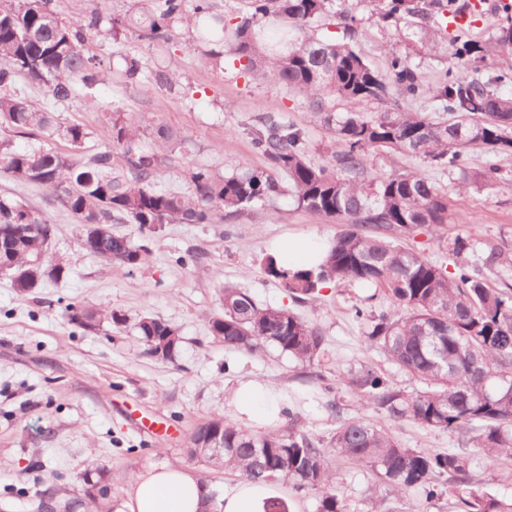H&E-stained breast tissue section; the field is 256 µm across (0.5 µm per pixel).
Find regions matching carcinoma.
<instances>
[{"instance_id": "1", "label": "carcinoma", "mask_w": 512, "mask_h": 512, "mask_svg": "<svg viewBox=\"0 0 512 512\" xmlns=\"http://www.w3.org/2000/svg\"><path fill=\"white\" fill-rule=\"evenodd\" d=\"M55 0H0V127L15 136L31 135L56 123L53 113L35 108L16 88L24 77L44 84L56 102L69 99L75 81L97 83L103 62L85 48V35L97 29L100 17L62 18ZM130 19L138 38L168 41L176 25L196 27L198 38L226 33L225 17L211 11L209 0H151ZM232 24L229 54L239 70L257 74L304 96L331 130L333 163L308 159L304 132L286 121L262 118L253 130L255 151L268 162L263 171L245 169L218 175L206 167L189 170L191 191L158 187L155 177L165 163L158 152L143 150L138 131L112 122V144L121 151L122 170L112 174V150L85 154L90 132L80 125L63 127L72 151L62 154L34 143L17 151L0 139V172L20 183L42 187L63 205L81 228L91 224L129 222L148 236L156 224H220L247 207L283 192L288 179L298 207L346 225L326 250L316 270H292L276 259L267 273L291 298L315 302L319 285L328 281L357 283L385 290L391 305L373 312L367 302L354 308L363 340L384 352L419 388L398 389L375 369L349 371L345 385L353 401L393 421L446 431L463 438L465 449L429 453L409 448L387 430L362 416L344 419L329 445L300 430L301 415L288 409V428L251 432L225 418L204 424L224 431V453L203 461L242 479L279 481L297 491H317L316 512H347L336 485L329 454L335 450L353 464L371 471L396 496L411 490L432 500L443 494L440 479L448 477V493L459 512H512V498L477 487L476 465L512 456V283L493 288L482 269L512 268L503 251L491 245L477 262L465 259L474 250L467 238L452 243L453 267L428 259L407 239L420 230L448 223V190L411 170H370L373 156L394 151L419 158L458 175L455 189L479 192L497 184L512 186L489 166L474 170L470 153L479 149L496 156L512 154V98L498 86L512 83V71L479 74V63L495 48L512 50V0H498V27L488 42L453 36L448 51L455 59L434 87L426 86L408 54L391 52L383 73L355 49L356 16L336 10L347 0H240ZM387 29H416L420 48L437 52L448 30L458 33L468 20L484 13L485 0H358ZM344 21L338 41L318 34L334 17ZM277 27L276 41L267 29ZM418 98L432 95L442 116L392 106L393 92ZM332 94L354 105L376 101L385 110L373 116L360 111H324ZM10 224H43L56 234L45 215L12 198H0V257L12 263L7 276L21 293L58 283L69 266L55 257L45 239H13ZM106 265L134 268L146 261L149 248L108 233L100 244L84 247ZM221 311L208 321L211 335L231 351L251 352L271 346L301 363L315 360L323 347L319 328L288 308L263 306L246 290L220 289ZM78 310L75 325L92 331L104 321L119 326L123 316L93 305ZM146 352L171 361L180 343L161 345L176 327L151 315L136 326Z\"/></svg>"}]
</instances>
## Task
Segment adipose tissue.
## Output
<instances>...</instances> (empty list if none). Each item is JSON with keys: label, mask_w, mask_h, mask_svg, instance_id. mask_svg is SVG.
<instances>
[{"label": "adipose tissue", "mask_w": 512, "mask_h": 512, "mask_svg": "<svg viewBox=\"0 0 512 512\" xmlns=\"http://www.w3.org/2000/svg\"><path fill=\"white\" fill-rule=\"evenodd\" d=\"M325 248L317 239L290 238L282 242L278 258L289 268L313 269L322 263ZM232 404L243 425L259 427L272 422L278 400L267 389L244 382ZM206 485L179 465L154 467L137 475L123 506L126 512H265L266 502L279 494L277 485L240 481L225 488L215 503H208Z\"/></svg>", "instance_id": "obj_1"}]
</instances>
